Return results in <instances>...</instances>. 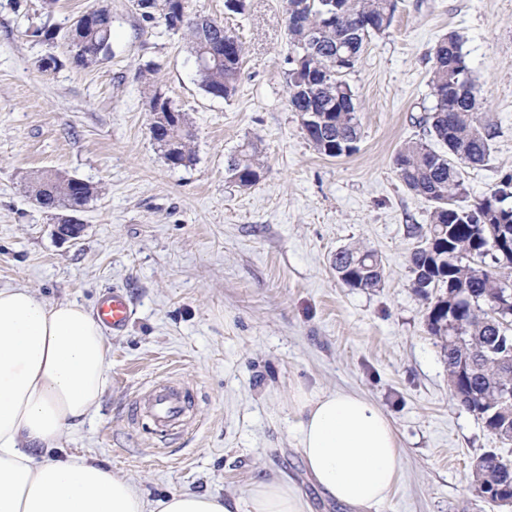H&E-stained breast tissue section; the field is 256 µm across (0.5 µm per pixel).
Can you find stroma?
Instances as JSON below:
<instances>
[{
	"label": "stroma",
	"mask_w": 512,
	"mask_h": 512,
	"mask_svg": "<svg viewBox=\"0 0 512 512\" xmlns=\"http://www.w3.org/2000/svg\"><path fill=\"white\" fill-rule=\"evenodd\" d=\"M112 15V54L81 69L62 40L97 3ZM190 15L242 38L236 93L207 95L186 42L144 22L133 0H0V288L25 286L51 302L95 310L119 290L131 319L108 332L109 384L98 410L64 435L66 453L92 457L155 500L173 491L246 498L261 469L291 476L312 512H348L310 481L295 448L297 391L346 389L373 399L404 450L403 477L380 512H512L475 490L477 459L501 442L451 395L427 303L408 258L413 224L431 205L401 182L393 159L424 138L432 105L430 53L454 30L464 38L495 136L487 162L463 178L475 201L512 174V0H397L346 76L358 104L356 152L329 158L304 138L288 106L287 0H184ZM55 55L57 68L41 69ZM152 72H145V65ZM160 89L187 113L194 160L169 167L148 133L146 103ZM260 139L265 169L243 190L227 161ZM53 170L97 188L75 241L58 238L28 193ZM376 250L380 287L344 286L332 268L347 246ZM192 393L186 433L160 438L131 403L150 380Z\"/></svg>",
	"instance_id": "stroma-1"
}]
</instances>
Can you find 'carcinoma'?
<instances>
[{
  "label": "carcinoma",
  "mask_w": 512,
  "mask_h": 512,
  "mask_svg": "<svg viewBox=\"0 0 512 512\" xmlns=\"http://www.w3.org/2000/svg\"><path fill=\"white\" fill-rule=\"evenodd\" d=\"M302 6V24L287 27L290 44L306 41L309 31L320 37L308 54L292 63L288 72V105L293 112L316 109L318 120L301 124V131L315 151L341 157L357 150L361 139L354 93L344 76L359 60L365 41L384 32L394 16V0H335L336 19L324 24L318 3L288 0ZM146 22L161 23L181 34L192 56L210 41L224 40L231 52L224 60L197 71L202 90L227 99L240 79L245 47L224 24L206 17L184 16L177 21L169 0H134ZM90 21L79 42L71 44L72 63L88 67L112 54V15L104 7L88 12ZM366 33H356V24ZM433 104L420 119L434 144L409 141L394 156V165L405 187L432 205L430 224L409 227L418 244L409 257L412 286L427 301V330L439 342L448 366L452 395L458 406L475 415L501 441H512V314L501 315L494 301L512 285V255L499 254L493 236L512 240V174L482 198L467 202L462 178L465 167L483 165L491 152L495 132L487 120L481 90L472 77L463 40L448 32L435 45L429 75ZM178 116L166 118L167 127H148L150 137L172 168L193 161L192 125L177 105ZM264 160L260 142L248 139L234 156L229 173L240 188L256 186ZM29 192L39 195L47 210L87 205L96 188L58 172L34 178ZM333 268L347 287L370 290L380 286L382 260L366 247L336 251ZM477 481L494 485L502 497L512 498V460L494 452L479 457Z\"/></svg>",
  "instance_id": "1"
}]
</instances>
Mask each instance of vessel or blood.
<instances>
[{"label":"vessel or blood","mask_w":512,"mask_h":512,"mask_svg":"<svg viewBox=\"0 0 512 512\" xmlns=\"http://www.w3.org/2000/svg\"><path fill=\"white\" fill-rule=\"evenodd\" d=\"M131 310L126 296L119 291H109L100 298L96 317L105 326L120 331L130 319ZM189 391L182 385L155 383L141 392L132 403L133 415H145L161 433L169 434L182 427L186 419Z\"/></svg>","instance_id":"vessel-or-blood-1"}]
</instances>
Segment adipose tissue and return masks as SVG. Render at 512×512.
Returning a JSON list of instances; mask_svg holds the SVG:
<instances>
[{
	"label": "adipose tissue",
	"mask_w": 512,
	"mask_h": 512,
	"mask_svg": "<svg viewBox=\"0 0 512 512\" xmlns=\"http://www.w3.org/2000/svg\"><path fill=\"white\" fill-rule=\"evenodd\" d=\"M110 344L84 306L0 288V512H309L288 477L254 480L244 503L191 492L147 501L127 477L57 449L108 385ZM297 448L317 486L351 512H378L403 450L378 404L347 390L296 395Z\"/></svg>",
	"instance_id": "obj_1"
}]
</instances>
